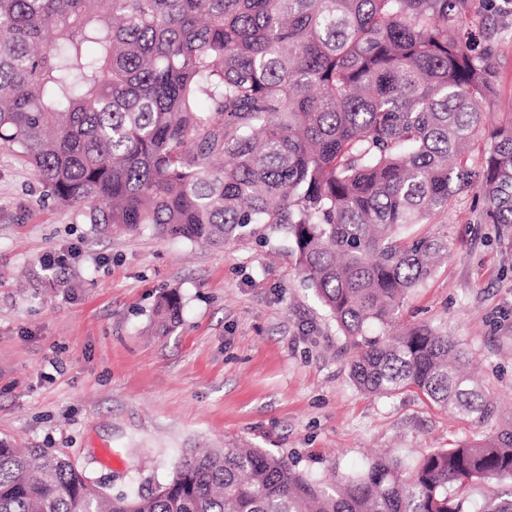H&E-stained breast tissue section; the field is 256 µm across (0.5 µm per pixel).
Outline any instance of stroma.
Returning a JSON list of instances; mask_svg holds the SVG:
<instances>
[{
  "mask_svg": "<svg viewBox=\"0 0 512 512\" xmlns=\"http://www.w3.org/2000/svg\"><path fill=\"white\" fill-rule=\"evenodd\" d=\"M470 3L474 50L496 65L497 124L512 118V9ZM41 194L0 146V438L66 454L111 494L167 482L185 448H264L347 473L374 452L411 462L512 429V243L486 223L478 188L411 227L447 235L450 253L399 322L460 341L498 406L482 423L412 390L358 389L350 346L282 234L223 247L110 235ZM49 253L66 265L46 270ZM170 290L180 320L159 334L151 310Z\"/></svg>",
  "mask_w": 512,
  "mask_h": 512,
  "instance_id": "1",
  "label": "stroma"
}]
</instances>
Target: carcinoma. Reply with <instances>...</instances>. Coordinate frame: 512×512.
<instances>
[{
	"label": "carcinoma",
	"mask_w": 512,
	"mask_h": 512,
	"mask_svg": "<svg viewBox=\"0 0 512 512\" xmlns=\"http://www.w3.org/2000/svg\"><path fill=\"white\" fill-rule=\"evenodd\" d=\"M468 2L0 0V146L108 232L283 233L360 389L481 422L497 404L454 337L366 335L448 258V236L406 228L455 193L479 186L512 236V119L488 128L497 72L463 45ZM179 314L161 295L156 328ZM493 480L508 486L471 507ZM0 512H512V430L333 483L261 448H193L166 483L115 497L65 454L1 439Z\"/></svg>",
	"instance_id": "cac0c4a2"
}]
</instances>
